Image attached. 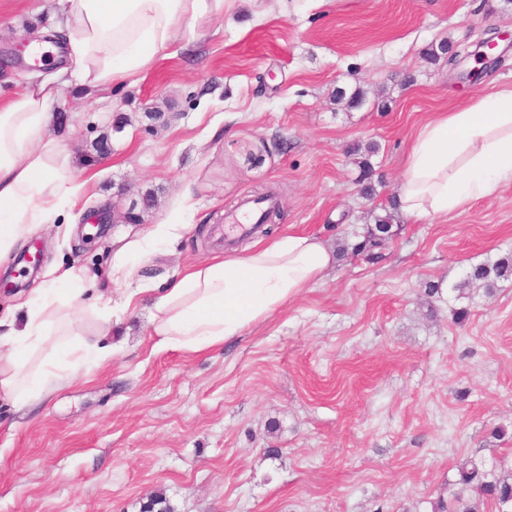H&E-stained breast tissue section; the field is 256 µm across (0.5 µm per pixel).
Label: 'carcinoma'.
Returning a JSON list of instances; mask_svg holds the SVG:
<instances>
[{
	"instance_id": "carcinoma-1",
	"label": "carcinoma",
	"mask_w": 512,
	"mask_h": 512,
	"mask_svg": "<svg viewBox=\"0 0 512 512\" xmlns=\"http://www.w3.org/2000/svg\"><path fill=\"white\" fill-rule=\"evenodd\" d=\"M391 220L390 215L375 217L374 228L355 245V249L365 251L384 246L391 237ZM509 276H512V255L473 267L463 281L452 287V291L457 293V297L464 298L470 294L471 287L478 284L491 294L497 281ZM457 470L459 484L467 487L472 495L466 498L454 495L452 509L441 500L437 504V512H482V507L488 502L495 505L496 512H512V469L497 473L487 468L484 461L467 457L459 462Z\"/></svg>"
}]
</instances>
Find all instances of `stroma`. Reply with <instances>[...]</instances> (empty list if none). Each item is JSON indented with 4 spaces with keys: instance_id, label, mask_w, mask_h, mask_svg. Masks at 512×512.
I'll return each mask as SVG.
<instances>
[{
    "instance_id": "35a3bbf8",
    "label": "stroma",
    "mask_w": 512,
    "mask_h": 512,
    "mask_svg": "<svg viewBox=\"0 0 512 512\" xmlns=\"http://www.w3.org/2000/svg\"><path fill=\"white\" fill-rule=\"evenodd\" d=\"M62 0H0V91L55 76L27 45L67 25ZM501 37L474 83L429 48ZM362 88L358 107L337 90ZM512 87V0H224L177 31L165 56L118 87L69 90L60 142L94 179L75 208L33 231L40 272L0 290V312L73 266L108 285L113 255L156 225L182 238L136 262L161 287L175 270L288 233L335 263L245 336L190 354L157 348L137 307L112 356L20 408L0 394V512H434L460 492L457 465L512 466V277L493 293L431 297L512 255V184L449 219L396 214L380 256L350 251L391 211L407 153L439 113ZM377 143L362 197L353 145ZM274 191L258 239L224 217ZM120 216L92 244L67 234L94 208ZM464 308V322L453 319Z\"/></svg>"
}]
</instances>
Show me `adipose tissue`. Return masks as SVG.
Listing matches in <instances>:
<instances>
[{
    "label": "adipose tissue",
    "mask_w": 512,
    "mask_h": 512,
    "mask_svg": "<svg viewBox=\"0 0 512 512\" xmlns=\"http://www.w3.org/2000/svg\"><path fill=\"white\" fill-rule=\"evenodd\" d=\"M76 28L62 45L31 42L37 55L65 49L70 61L54 82L0 99V260L86 188L60 145L44 140L66 89L123 84L168 49L175 28L219 9L222 0H65ZM512 183V88L482 95L426 123L409 149L398 192L408 217L445 218L468 201ZM181 224L157 225L112 258L109 280L125 283L123 309L147 303L158 347L201 353L243 336L316 281L333 261L325 243L287 234L224 260L188 268L155 288L133 279L132 260L181 238ZM65 295H58V286ZM75 267L57 266L38 302L0 317V394L26 406L52 384L81 378L86 357L102 364L110 345L98 336L61 337V322L86 307Z\"/></svg>",
    "instance_id": "adipose-tissue-1"
}]
</instances>
